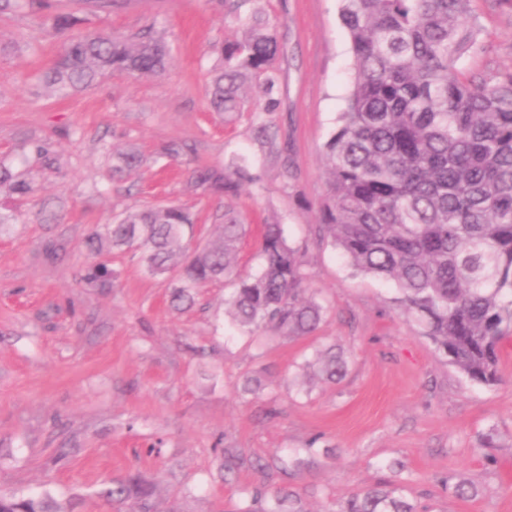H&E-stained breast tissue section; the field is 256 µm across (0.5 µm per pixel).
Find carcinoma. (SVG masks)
<instances>
[{
	"mask_svg": "<svg viewBox=\"0 0 512 512\" xmlns=\"http://www.w3.org/2000/svg\"><path fill=\"white\" fill-rule=\"evenodd\" d=\"M341 18L353 51V78L339 126L325 144L328 193L323 228L357 272L392 283L403 312L421 325L437 349L470 379L499 382V351L512 337V73L476 82L460 62L479 46L480 17L472 0H341ZM128 0H0V14L38 15L66 36L42 84L68 94L93 86L103 74L158 76L168 48L149 24L133 34L87 26L88 16L125 7ZM243 19V38L227 44L209 87L210 105L232 119L243 109L241 89L256 80L270 95L279 43L263 0H224ZM248 6L241 15L242 6ZM32 148L54 168L52 145ZM135 149L112 154V179L138 171ZM231 162L194 169L191 184L232 198L239 182ZM18 202L37 191L34 181L0 164V191ZM195 219L175 204H146L97 224L83 244L95 262L81 280L112 287L108 257L138 254L152 276L171 278V304L193 307L199 288L233 285L225 305L249 333L285 336L313 332L323 307L306 288L303 252L279 224L264 226L261 264L249 275L237 267L246 232L234 212L204 244L192 245ZM327 379L345 367L342 352L319 354ZM158 486L136 475L114 478L95 496L112 512H154ZM82 499L60 500L49 491L29 496L0 491V512H77ZM289 493L251 494L246 512H283ZM340 512H415L391 492L351 496Z\"/></svg>",
	"mask_w": 512,
	"mask_h": 512,
	"instance_id": "1",
	"label": "carcinoma"
}]
</instances>
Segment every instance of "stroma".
Masks as SVG:
<instances>
[{
  "label": "stroma",
  "instance_id": "35a3bbf8",
  "mask_svg": "<svg viewBox=\"0 0 512 512\" xmlns=\"http://www.w3.org/2000/svg\"><path fill=\"white\" fill-rule=\"evenodd\" d=\"M264 5L281 46L272 103L256 105L245 85L246 110L231 121L208 104L216 48L242 34L220 0H130L92 17V27L124 33L155 22L167 71L115 72L61 97L35 88L62 36L37 15L0 17V161L39 186L0 235V491L82 494V512H112L94 491L138 471L160 481L156 512H245L254 489L292 493L302 512H340L352 495L396 482L416 512H512V344L499 384L470 380L402 313L393 284L354 273L320 231L324 145L347 92L350 44L337 0ZM473 8L483 49L463 58V71L480 80L512 71V8ZM262 123L273 144L257 139ZM34 134L55 141L59 170L24 151ZM170 140L188 152L162 156ZM131 147L146 160L142 176L108 180L112 151ZM235 158L248 177L232 203L192 187L198 165ZM49 196L65 200L53 224L39 215ZM166 202L190 210L206 233L232 206L249 227L238 244L245 274L258 264L263 225H283L307 250L306 284L324 307L317 330L245 332L225 314L231 287L221 282L173 310L170 283L128 252L110 260V291L81 284L92 225ZM333 345L346 373L328 381L312 364ZM250 377L263 387L247 394ZM227 451L244 460L228 483L217 470ZM291 456L304 464L286 476L277 462ZM257 458L267 469L253 467ZM449 477L476 496H454Z\"/></svg>",
  "mask_w": 512,
  "mask_h": 512
}]
</instances>
